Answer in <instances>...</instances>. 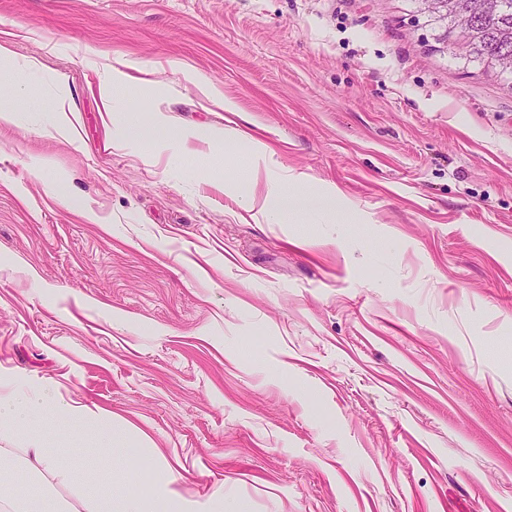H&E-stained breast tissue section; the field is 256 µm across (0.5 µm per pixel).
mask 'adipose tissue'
<instances>
[{"label":"adipose tissue","mask_w":512,"mask_h":512,"mask_svg":"<svg viewBox=\"0 0 512 512\" xmlns=\"http://www.w3.org/2000/svg\"><path fill=\"white\" fill-rule=\"evenodd\" d=\"M48 414L58 419L71 418L68 407L42 392L12 388L0 394V430L24 431L28 442L25 459H13L0 448V512H37L39 500L51 503V512H79L78 508L52 495L53 483H77V476L66 469L64 449L45 448L35 431L36 416ZM42 481L39 499H32L29 489L34 481ZM152 496L142 493L134 477H127L123 494L104 493L95 496L90 512H155Z\"/></svg>","instance_id":"obj_1"}]
</instances>
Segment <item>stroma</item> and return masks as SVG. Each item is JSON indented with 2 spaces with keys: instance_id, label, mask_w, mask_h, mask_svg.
I'll return each mask as SVG.
<instances>
[{
  "instance_id": "stroma-1",
  "label": "stroma",
  "mask_w": 512,
  "mask_h": 512,
  "mask_svg": "<svg viewBox=\"0 0 512 512\" xmlns=\"http://www.w3.org/2000/svg\"><path fill=\"white\" fill-rule=\"evenodd\" d=\"M0 45L41 85L0 123V387L84 420L39 423L84 498L512 512L502 81L410 0H0ZM276 183L341 204L270 224Z\"/></svg>"
}]
</instances>
